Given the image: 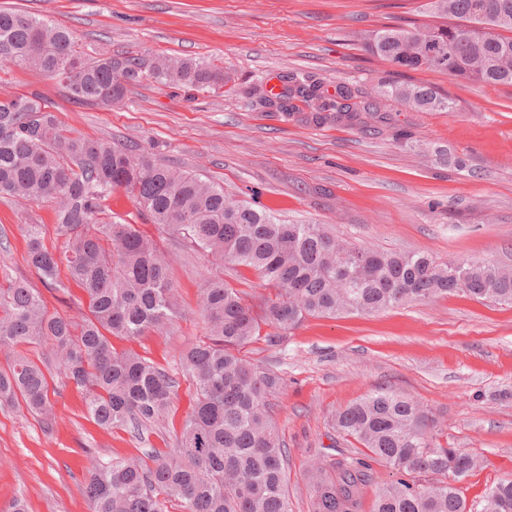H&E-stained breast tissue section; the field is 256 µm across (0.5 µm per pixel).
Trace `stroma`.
<instances>
[{
	"mask_svg": "<svg viewBox=\"0 0 512 512\" xmlns=\"http://www.w3.org/2000/svg\"><path fill=\"white\" fill-rule=\"evenodd\" d=\"M420 0H0L72 30L87 54L201 59L223 66L224 86L196 92L151 79L130 86L122 105L73 100L31 69L0 62V94H41L77 133L150 153L157 163L210 178L227 196L294 224H328L338 237L383 250L490 260L512 266V86H482L433 70L396 72L365 52L364 38L392 17L417 19ZM293 74L339 86L373 114L360 122L316 123L309 112L268 111L251 90ZM402 78L453 100L450 112H417L377 95ZM43 227L63 253L48 202L0 197V268L42 289L50 312L87 315L79 289H45L25 260L24 227ZM180 310L169 335L117 339L178 371L183 351L204 332L199 301L211 265L180 241L162 242ZM260 365L281 373L274 398L288 449L293 512H308L305 473L335 449L337 410L379 388L403 393L436 415L441 438L484 458L463 482L467 498L512 476V304L462 296L409 302L379 313L310 318L280 345H251ZM55 421L0 403V507L23 497L28 512H91V461L116 462L144 447L177 448L189 408L181 381L168 418L142 443L126 429L89 419L73 384L49 375Z\"/></svg>",
	"mask_w": 512,
	"mask_h": 512,
	"instance_id": "obj_1",
	"label": "stroma"
}]
</instances>
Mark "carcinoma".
<instances>
[{
  "mask_svg": "<svg viewBox=\"0 0 512 512\" xmlns=\"http://www.w3.org/2000/svg\"><path fill=\"white\" fill-rule=\"evenodd\" d=\"M477 1L499 19L497 29L477 26ZM419 12L437 22L385 26L364 40L363 49L398 69L512 86V0H425ZM0 61L38 70L63 82L74 99L104 106L121 104L128 87L146 76L200 89L226 81L224 68L204 60L159 56L145 71L135 55L88 56L72 31L8 10H0ZM281 80L277 105L263 95L265 107L286 116L304 106L317 122L333 112L357 119L361 108L348 87L331 97L318 80ZM377 92L421 112L453 108L448 97L409 81L383 82ZM117 188L160 234L221 266L254 269L269 293L255 302L220 274L209 277L200 305L204 338L180 360L190 389L180 446L92 466L86 481L91 512H292L287 452L269 401L285 380L254 363L248 345L262 337L274 346L281 331L309 317L369 314L414 300L462 293L512 304V267L378 251L343 241L323 224L282 223L227 199L218 183L108 140L73 134L40 96H0V196L54 203L56 231L67 244V278L82 290L89 311L80 322L51 313L39 289L5 273L0 350L50 344L47 369L75 386L89 417L103 428H129L141 442L168 415L180 382L135 351H116L112 339L168 332L179 304L160 240L135 224L112 221L105 202ZM24 237L27 263L47 287L67 292L41 225H25ZM0 402L25 407L46 428L54 423L44 369L25 356L0 370ZM331 427L368 454L340 451L314 465L307 475L310 512H360L372 486L373 512H512V478L468 504L460 483L482 460L442 446L433 412L409 397L378 390L337 411ZM374 462L391 469L390 481L374 482Z\"/></svg>",
  "mask_w": 512,
  "mask_h": 512,
  "instance_id": "obj_1",
  "label": "carcinoma"
}]
</instances>
